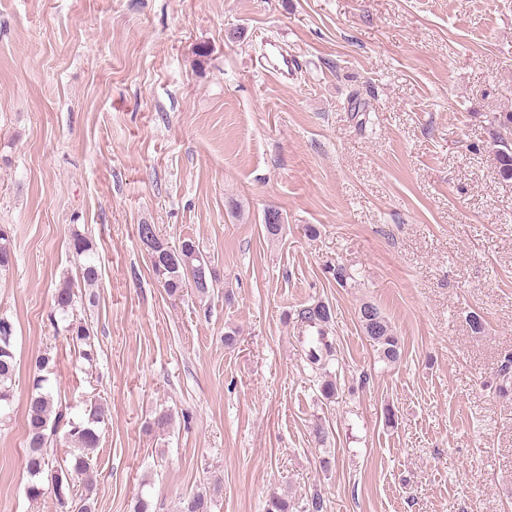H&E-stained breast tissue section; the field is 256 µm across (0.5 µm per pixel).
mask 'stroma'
I'll return each mask as SVG.
<instances>
[{
  "label": "stroma",
  "instance_id": "35a3bbf8",
  "mask_svg": "<svg viewBox=\"0 0 512 512\" xmlns=\"http://www.w3.org/2000/svg\"><path fill=\"white\" fill-rule=\"evenodd\" d=\"M274 42L299 61L282 79ZM508 111L512 0H0V317L17 362L0 512H60L26 494L45 351L70 417L106 410L95 512L140 497L180 512L216 483L211 512H265L273 488L320 491L326 512H512V394L495 390L512 352V180L490 138ZM141 224L195 240L210 297L166 295ZM76 232L98 256L94 299H75L90 362L52 323ZM365 300L403 341L395 366L360 330ZM317 301L335 324L332 401L295 323Z\"/></svg>",
  "mask_w": 512,
  "mask_h": 512
}]
</instances>
